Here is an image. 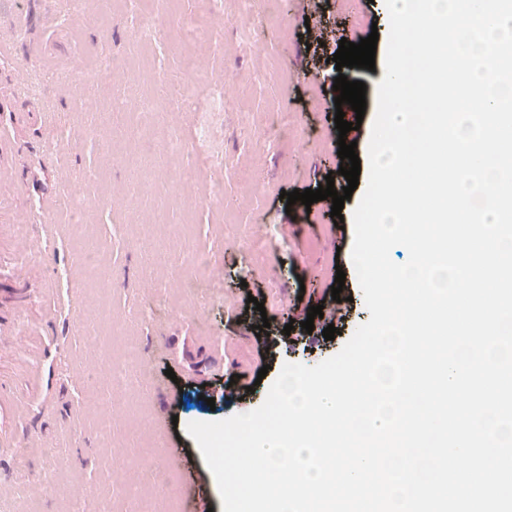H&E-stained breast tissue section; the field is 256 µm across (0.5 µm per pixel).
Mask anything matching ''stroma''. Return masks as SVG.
Listing matches in <instances>:
<instances>
[{"label":"stroma","instance_id":"obj_1","mask_svg":"<svg viewBox=\"0 0 512 512\" xmlns=\"http://www.w3.org/2000/svg\"><path fill=\"white\" fill-rule=\"evenodd\" d=\"M208 2L99 0L85 13L71 0H0V42L12 47L0 57V129L9 132L0 153L11 164L0 173V270L21 264L27 273L16 297L0 277V327L26 336L23 346H0V377L26 408L21 416L0 418V429L14 433L25 450L20 459L0 457V512L17 506L22 512H145L159 500L175 503L178 512H223L217 482L187 424L259 407L285 363L317 365L370 318L352 264L353 213L363 189L345 201L339 228L322 202L290 205L280 194L315 190L329 179L335 188L346 186L337 172L336 65L326 51L336 40L357 41L375 31V68L360 75L365 115L346 135L367 161L388 40L379 0H279L274 12L262 0H223L224 26L212 35L214 60L200 74L186 68L199 48L185 39L183 24L204 21ZM150 18L162 29L148 65L164 82H134L130 92L158 93L187 113L223 102L206 140L193 125L181 129L185 146L203 156L181 200L171 182L156 177L169 167L151 148L164 131L165 112L141 118L142 167L135 171L124 158V119L112 109L111 78L97 88L94 111L79 83L58 82L113 58L137 64L132 34ZM23 64L53 75V82L33 94L18 80ZM272 113L287 115V136L261 126ZM53 124L64 130L65 147L46 142L44 130ZM63 170L83 173L82 191L101 198L100 207L77 232L59 217L47 244L29 224L34 244L21 252L23 214L59 195ZM135 182L146 203L164 202L167 236L131 223L111 203ZM216 183L224 188L219 203L207 198ZM199 252L209 259L206 275L195 294L181 298L171 280L191 277ZM86 255L100 257L97 273H88ZM340 269L346 279L339 334L306 345L301 323L310 307L332 309ZM257 300L263 310H255ZM262 313L270 328L260 336L255 325ZM131 337L138 350L128 358L123 350ZM215 338L229 346L224 368L204 378ZM105 418L114 433L108 451L99 439ZM33 437L60 448L68 474L84 488L77 500L69 498L70 484L29 452ZM19 476L38 479L47 492L20 502Z\"/></svg>","mask_w":512,"mask_h":512}]
</instances>
